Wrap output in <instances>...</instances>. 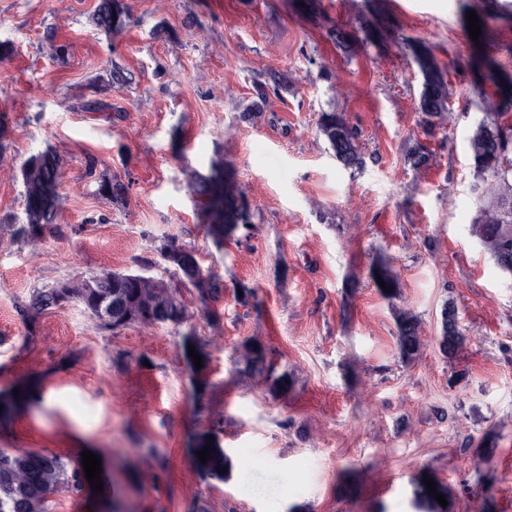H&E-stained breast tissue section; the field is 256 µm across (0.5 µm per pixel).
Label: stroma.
Here are the masks:
<instances>
[{
    "mask_svg": "<svg viewBox=\"0 0 512 512\" xmlns=\"http://www.w3.org/2000/svg\"><path fill=\"white\" fill-rule=\"evenodd\" d=\"M117 35L93 23L97 0H0V220L22 217L21 161L46 147L61 159L60 221L73 234L0 244V393L29 382L26 410L0 418V448L103 462V490L58 494L51 512H100L120 492L125 512H416L411 478L448 483V512H475L465 486L493 489L491 512H512V275L472 233L478 197L470 139L487 106L462 64L474 10L486 38L512 43V0H125ZM387 41L368 44L369 22ZM55 27L65 57L42 43ZM422 40L448 70L444 139L414 168L422 77L409 47ZM136 78L104 91L111 122L81 111L112 63ZM288 81L260 117L243 120L268 70ZM324 112L358 130L365 165L340 163L319 130ZM129 182L115 205L85 175ZM223 160L247 226L216 249L197 219L193 172ZM175 240L224 281L203 308L182 291L209 343L192 376L169 326L98 329L81 307L23 321L33 289L130 268ZM386 258L400 294L369 279ZM253 289L254 302L237 294ZM467 329L464 350L440 354L444 306ZM419 319L422 349L403 360L396 312ZM261 340L288 395L235 373L234 346ZM220 427L223 480L202 477L193 429ZM163 456L156 467L147 450ZM496 465L480 467L479 457Z\"/></svg>",
    "mask_w": 512,
    "mask_h": 512,
    "instance_id": "obj_1",
    "label": "stroma"
}]
</instances>
